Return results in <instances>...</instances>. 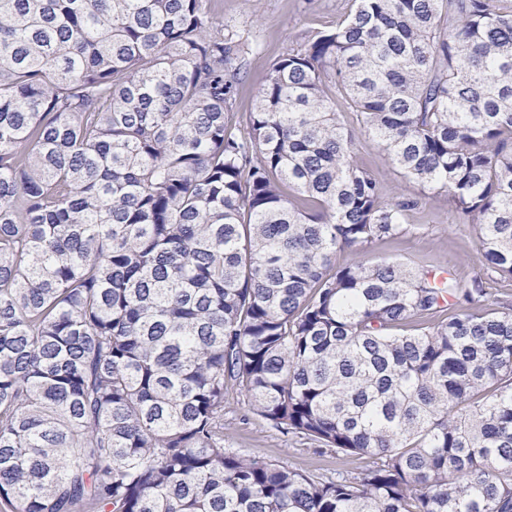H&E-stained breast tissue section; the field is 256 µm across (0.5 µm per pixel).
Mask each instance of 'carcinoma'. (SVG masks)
Here are the masks:
<instances>
[{
  "label": "carcinoma",
  "instance_id": "carcinoma-1",
  "mask_svg": "<svg viewBox=\"0 0 512 512\" xmlns=\"http://www.w3.org/2000/svg\"><path fill=\"white\" fill-rule=\"evenodd\" d=\"M247 55L215 0H0V512H512V301L335 263L418 230L344 110L512 277V0H353L241 128ZM234 396L372 465L224 447Z\"/></svg>",
  "mask_w": 512,
  "mask_h": 512
}]
</instances>
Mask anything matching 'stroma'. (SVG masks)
<instances>
[{"label":"stroma","mask_w":512,"mask_h":512,"mask_svg":"<svg viewBox=\"0 0 512 512\" xmlns=\"http://www.w3.org/2000/svg\"><path fill=\"white\" fill-rule=\"evenodd\" d=\"M352 0H219L216 10L226 28L243 42L258 43L250 55L233 105V119L246 124L253 99L269 75L272 61L290 51L304 49L317 31L334 26L351 8ZM357 162L378 180L386 195L422 198L408 215L417 232L394 241H377L362 254L365 261H397L409 266L432 265L455 269L470 277L485 273L474 229L446 194L421 187L394 167L369 137L356 138ZM224 445L244 454L291 466L315 475L338 476L371 465L364 455L339 454L275 428L238 400L224 407Z\"/></svg>","instance_id":"35a3bbf8"}]
</instances>
